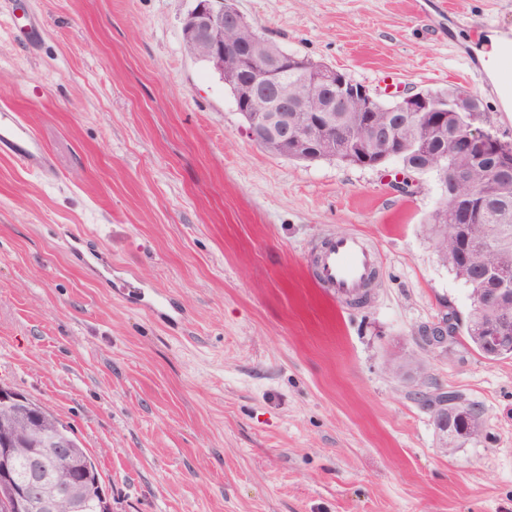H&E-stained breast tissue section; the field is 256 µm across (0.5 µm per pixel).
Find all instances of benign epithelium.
<instances>
[{
	"instance_id": "1",
	"label": "benign epithelium",
	"mask_w": 512,
	"mask_h": 512,
	"mask_svg": "<svg viewBox=\"0 0 512 512\" xmlns=\"http://www.w3.org/2000/svg\"><path fill=\"white\" fill-rule=\"evenodd\" d=\"M184 24L197 52L216 72L244 71L250 86L262 91L259 97L248 94L244 104L248 131L256 142L286 157L342 152L344 161L370 169L410 151L422 158L423 168L438 172L446 191L436 215L453 218L448 231L456 246L448 253V264L454 266L456 279L468 289L470 334L481 345L485 359L508 354L504 342L512 337V249L497 242L482 224L486 193L473 184L470 169L444 165L449 158L488 159L491 180L512 179V143L477 126L484 112L482 101L460 91L448 97L443 106L421 91H411L395 100L396 111L383 124L375 111L379 95L366 85L347 81L336 68L325 64L304 73L303 81L312 85L319 101L312 109L306 100L289 97L281 86L288 79V69L298 68L296 56L290 54L285 59L272 52L260 34L245 42L224 41V29L244 24L236 7L225 0H190ZM260 97L267 101L262 112L255 110ZM428 130L437 137L440 148L432 149ZM487 245L498 252L497 262L489 268H477L461 256L464 246L473 252ZM475 281L481 287H471ZM456 339L452 311L422 327L418 336L421 346L440 354L448 353ZM429 409L442 448L454 450L482 435L481 412L455 394H435ZM68 447L65 438L46 440L37 452L66 461ZM23 452L25 449L13 448L8 441L0 445V489L4 491L0 506L6 512H55L57 497L46 491L44 480L32 477L23 484L14 481L13 459Z\"/></svg>"
}]
</instances>
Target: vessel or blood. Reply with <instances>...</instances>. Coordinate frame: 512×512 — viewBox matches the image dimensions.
Listing matches in <instances>:
<instances>
[{
	"mask_svg": "<svg viewBox=\"0 0 512 512\" xmlns=\"http://www.w3.org/2000/svg\"><path fill=\"white\" fill-rule=\"evenodd\" d=\"M502 75L505 102H512V39L494 61ZM0 153L10 156L23 167L49 177L54 173L52 157L36 132L23 124L16 109L0 108ZM381 261L377 248L358 232H347L330 238L314 266V276L321 287L340 297L361 293ZM155 318L167 325H178L183 311L165 293H156L153 303Z\"/></svg>",
	"mask_w": 512,
	"mask_h": 512,
	"instance_id": "b4317fda",
	"label": "vessel or blood"
}]
</instances>
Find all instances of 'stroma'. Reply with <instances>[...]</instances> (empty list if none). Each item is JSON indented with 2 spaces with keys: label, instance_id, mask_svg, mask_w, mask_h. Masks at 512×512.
<instances>
[{
  "label": "stroma",
  "instance_id": "35a3bbf8",
  "mask_svg": "<svg viewBox=\"0 0 512 512\" xmlns=\"http://www.w3.org/2000/svg\"><path fill=\"white\" fill-rule=\"evenodd\" d=\"M282 49L393 101L462 86L512 142L479 54L512 0H235ZM189 0H0V106L55 175L0 155V382L40 401L95 456L112 512H512V357L418 329L467 290L426 233L435 173L300 161L253 141L218 73L183 40ZM30 15L39 34L20 35ZM90 232L119 271L186 313L70 263ZM363 233L382 264L367 302L311 276L329 237ZM464 395L480 440L441 448L414 380ZM152 308L155 318L164 324L177 326L182 321L183 311L169 294L156 291Z\"/></svg>",
  "mask_w": 512,
  "mask_h": 512
}]
</instances>
